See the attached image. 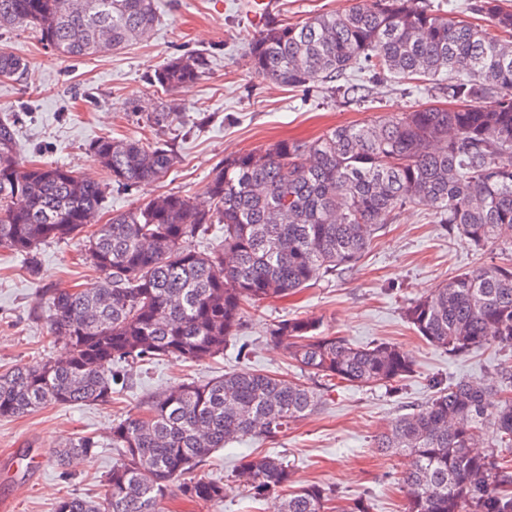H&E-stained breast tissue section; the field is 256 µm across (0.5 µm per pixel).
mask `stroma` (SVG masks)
<instances>
[{"instance_id":"stroma-1","label":"stroma","mask_w":512,"mask_h":512,"mask_svg":"<svg viewBox=\"0 0 512 512\" xmlns=\"http://www.w3.org/2000/svg\"><path fill=\"white\" fill-rule=\"evenodd\" d=\"M247 0H156L160 21L152 35L124 49L63 60L29 28L0 29V50L26 61L20 80L0 79V117L14 120L19 156L39 164H62L106 190L104 214L131 208L145 198L179 193L203 197L208 175L228 155L257 151L279 141H309L330 128L387 118L441 99L431 84L373 80L354 74L367 88L363 102H348L330 84L288 88L263 80L247 57L254 36ZM203 52L209 73L197 83L166 93L150 75L168 57ZM179 112L178 162L161 181L124 189L94 162L88 146L109 136L152 138L142 120L158 109ZM84 239L41 245L36 262L0 250V373L57 358L50 337L46 299L55 288L96 287L99 275L80 256ZM502 249L476 251L450 236L423 206L400 210L376 237L359 265L339 275H321L309 288L247 307L241 327L223 356L199 364L165 358L134 372L119 399L109 404L50 405L25 416L0 419V512H54L68 494L95 497L118 458L109 441L115 422L135 412L149 396L191 379L202 381L232 370H261L284 379L298 377L268 329L293 317L319 319L325 331L362 346L398 344L414 371L398 387L327 389L308 377L322 395L314 414L291 426L277 441L247 438L224 446L197 468V475L224 482V500L204 504L172 491L165 512H277L279 500H252L234 478L242 457L276 455L298 484L334 489L341 506L365 500L369 512H405L401 477L409 460L379 455L374 437L435 392L436 382L479 379L512 365V351L495 346L460 356L434 347L406 322L402 308L448 277L500 262ZM82 435L100 447L88 463L64 468L56 452Z\"/></svg>"}]
</instances>
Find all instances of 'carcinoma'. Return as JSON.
<instances>
[{"label":"carcinoma","instance_id":"carcinoma-1","mask_svg":"<svg viewBox=\"0 0 512 512\" xmlns=\"http://www.w3.org/2000/svg\"><path fill=\"white\" fill-rule=\"evenodd\" d=\"M484 28L452 21L417 0H362L348 11L266 25L248 45L256 74L299 88L340 85L351 69L380 80L439 81L453 107L428 106L379 122L338 126L311 142L278 141L224 158L207 199L150 197L97 223L105 189L58 164H26L16 129L0 120V250L35 262L50 240L86 236L84 259L100 274L94 290L56 288L47 325L66 356L0 374V419L49 405L107 403L119 395L112 364L161 357L195 363L224 354L243 306L306 288L317 275L352 270L376 233L402 207L425 206L470 247L512 246V10L474 0ZM155 0H0V29L25 26L59 57L112 51L147 37ZM210 69L202 53L172 56L152 76L172 91ZM26 64L0 52V76ZM175 112H149L145 124L171 127ZM90 156L127 188L155 183L176 164L173 144L104 136ZM214 224L224 237L195 247ZM408 324L454 356L484 345L512 350V259L462 272L412 300ZM295 317L270 340L307 372L336 386L404 381L413 360L395 343L356 346ZM500 392L497 406L485 402ZM320 395L307 384L261 371H234L179 383L141 403L112 427L119 458L94 498L62 496L55 512H162L174 483L204 503L224 484L189 478L212 451L245 437L273 440L312 415ZM493 425L500 451L485 448ZM99 442L82 436L60 465L90 462ZM377 451L409 459L402 481L407 512H512V365L490 379H460L423 407L396 418ZM236 480L259 500L275 494L281 512H326L335 498L317 484L294 486L288 465L270 456L240 462Z\"/></svg>","mask_w":512,"mask_h":512}]
</instances>
